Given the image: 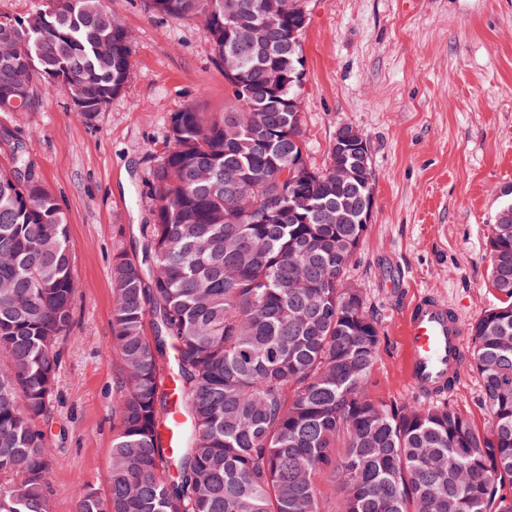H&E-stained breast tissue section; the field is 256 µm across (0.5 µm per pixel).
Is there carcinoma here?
Segmentation results:
<instances>
[{
	"mask_svg": "<svg viewBox=\"0 0 512 512\" xmlns=\"http://www.w3.org/2000/svg\"><path fill=\"white\" fill-rule=\"evenodd\" d=\"M201 23L226 90L213 117L172 114L141 233L151 278L112 264V344L122 365L109 489L77 512H512V190L490 225L500 295L470 327V368L493 424L477 434L446 402L374 401L365 384L377 322L348 266L374 181L336 185L358 162L335 140L329 164L304 151L303 0H147ZM132 32L104 0H45L0 13V112H33L67 88L97 117L130 77ZM308 207L288 209L293 194ZM341 210L342 224H323ZM64 213L16 147L0 166V512H50L49 448L37 427L73 321ZM175 381L181 448L166 452Z\"/></svg>",
	"mask_w": 512,
	"mask_h": 512,
	"instance_id": "obj_1",
	"label": "carcinoma"
}]
</instances>
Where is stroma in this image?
<instances>
[{"label":"stroma","mask_w":512,"mask_h":512,"mask_svg":"<svg viewBox=\"0 0 512 512\" xmlns=\"http://www.w3.org/2000/svg\"><path fill=\"white\" fill-rule=\"evenodd\" d=\"M132 31L131 75L92 121L65 86L33 112H0V165L24 146L63 208L74 248V323L47 417L51 512L75 493L108 490L112 410L121 369L112 347V261L144 259L151 172L173 113L196 101L224 109V75L197 21L153 15L145 0H106ZM303 139L329 162L340 126L367 141L371 221L350 263L381 342L367 379L377 401L422 405L406 371L405 319L434 292L474 323L497 303L486 241L501 190L512 187V0H304ZM477 433L491 426L481 382L465 370L446 394Z\"/></svg>","instance_id":"obj_1"}]
</instances>
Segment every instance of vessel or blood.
<instances>
[{
    "label": "vessel or blood",
    "instance_id": "b4317fda",
    "mask_svg": "<svg viewBox=\"0 0 512 512\" xmlns=\"http://www.w3.org/2000/svg\"><path fill=\"white\" fill-rule=\"evenodd\" d=\"M465 335L464 321L446 299L426 293L414 301L406 317L407 370L420 394L434 398L460 381Z\"/></svg>",
    "mask_w": 512,
    "mask_h": 512
}]
</instances>
